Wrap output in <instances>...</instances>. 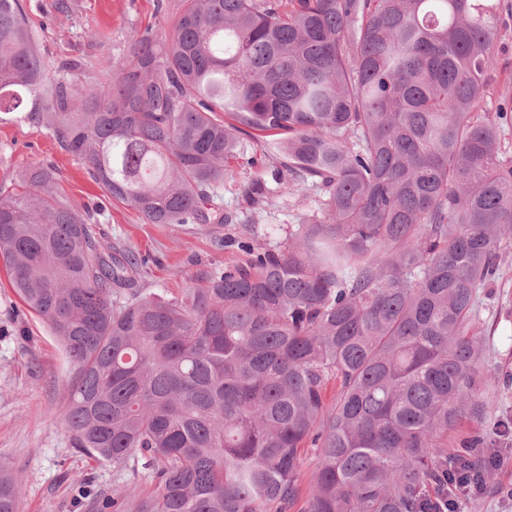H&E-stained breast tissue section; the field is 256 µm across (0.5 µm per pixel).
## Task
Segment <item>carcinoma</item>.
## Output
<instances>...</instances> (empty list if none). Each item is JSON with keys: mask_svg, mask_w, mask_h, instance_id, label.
Instances as JSON below:
<instances>
[{"mask_svg": "<svg viewBox=\"0 0 512 512\" xmlns=\"http://www.w3.org/2000/svg\"><path fill=\"white\" fill-rule=\"evenodd\" d=\"M108 87L44 61L23 0H0V113L47 127L147 224H229L218 189L247 127L311 218L175 295L99 245L53 168L0 198V257L73 364L65 420L98 461L153 485L91 512H428L449 465L493 469L498 378L472 331L512 236V163L490 94L502 0H159ZM333 397H327L330 382ZM19 487L0 470V512Z\"/></svg>", "mask_w": 512, "mask_h": 512, "instance_id": "cac0c4a2", "label": "carcinoma"}]
</instances>
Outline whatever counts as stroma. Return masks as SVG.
<instances>
[{"mask_svg": "<svg viewBox=\"0 0 512 512\" xmlns=\"http://www.w3.org/2000/svg\"><path fill=\"white\" fill-rule=\"evenodd\" d=\"M38 48L46 62L58 65L79 59L86 69L75 75L80 84L104 81L111 61L126 55L131 29L159 27L167 19L155 0H71L69 15L55 10V0H25ZM497 67L491 93L482 104L495 113L503 92H512V13H503L494 45ZM36 164L53 167L63 195L97 214V240L113 251L145 258L135 286L145 292L177 293L201 282L209 272L246 263L240 246L248 241L275 247L289 225L299 223L316 206V193L289 194L287 182L275 178L261 148L231 162L220 190L229 224H147L138 213L108 198L85 164L63 149L45 126L0 120V195L19 189V177ZM264 180L268 202L253 209L247 202V174ZM475 331L489 344L488 359L498 366L499 380L489 396L503 419L512 418V244L508 245L494 279L480 288L474 308ZM72 364L61 341L30 311L12 285L0 260V466L19 485L18 512H87L86 489L121 488L147 494L143 480L116 471L80 451L64 419ZM495 453L505 463L495 468L483 493L459 500V512H506L496 490L512 485V440L498 438Z\"/></svg>", "mask_w": 512, "mask_h": 512, "instance_id": "stroma-1", "label": "stroma"}]
</instances>
